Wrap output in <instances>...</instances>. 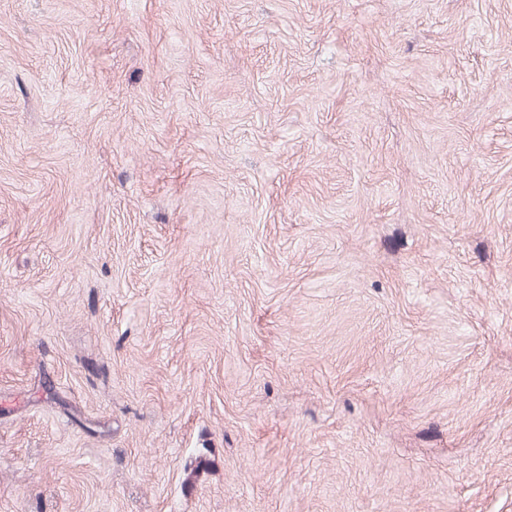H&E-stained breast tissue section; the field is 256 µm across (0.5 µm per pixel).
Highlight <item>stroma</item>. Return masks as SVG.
<instances>
[{"instance_id": "35a3bbf8", "label": "stroma", "mask_w": 512, "mask_h": 512, "mask_svg": "<svg viewBox=\"0 0 512 512\" xmlns=\"http://www.w3.org/2000/svg\"><path fill=\"white\" fill-rule=\"evenodd\" d=\"M0 512H512V0H0Z\"/></svg>"}]
</instances>
